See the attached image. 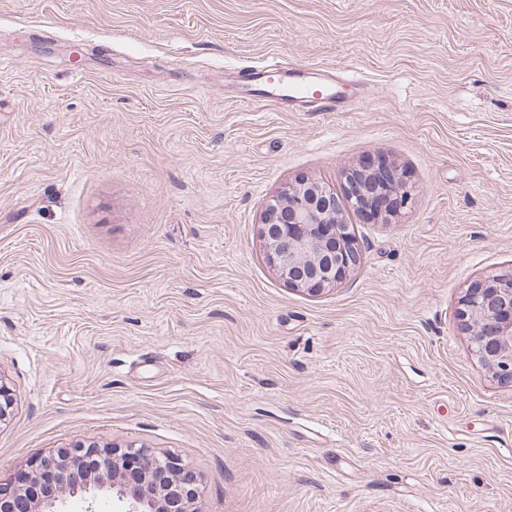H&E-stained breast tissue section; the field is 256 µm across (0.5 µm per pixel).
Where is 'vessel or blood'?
I'll return each mask as SVG.
<instances>
[{"label":"vessel or blood","instance_id":"vessel-or-blood-1","mask_svg":"<svg viewBox=\"0 0 512 512\" xmlns=\"http://www.w3.org/2000/svg\"><path fill=\"white\" fill-rule=\"evenodd\" d=\"M289 71V65L274 60L250 68L242 73L243 89L240 94L232 96V103L278 111L289 105L303 106L315 102L320 111H335V85H317L303 77L290 76Z\"/></svg>","mask_w":512,"mask_h":512}]
</instances>
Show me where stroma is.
Returning <instances> with one entry per match:
<instances>
[{
  "instance_id": "35a3bbf8",
  "label": "stroma",
  "mask_w": 512,
  "mask_h": 512,
  "mask_svg": "<svg viewBox=\"0 0 512 512\" xmlns=\"http://www.w3.org/2000/svg\"><path fill=\"white\" fill-rule=\"evenodd\" d=\"M272 54L347 104H225ZM0 56V481L145 448L201 512H512V386L459 319L512 270V0H0ZM368 157L410 207L289 287L270 196Z\"/></svg>"
}]
</instances>
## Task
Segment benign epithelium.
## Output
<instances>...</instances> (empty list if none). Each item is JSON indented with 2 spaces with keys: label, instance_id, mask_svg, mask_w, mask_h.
<instances>
[{
  "label": "benign epithelium",
  "instance_id": "7a95c632",
  "mask_svg": "<svg viewBox=\"0 0 512 512\" xmlns=\"http://www.w3.org/2000/svg\"><path fill=\"white\" fill-rule=\"evenodd\" d=\"M398 166L370 158L345 175L344 194L314 180L282 187L261 219L260 241L269 266L288 286L319 295L342 283L360 264L362 252L344 218L345 210L386 222L398 217L410 196ZM460 319L471 350L500 380L512 383V272L471 283L461 300ZM142 477L124 478L126 453L93 446L64 450L40 459L36 468L11 484L0 485V512H60L63 498L114 496L126 512H201L195 478L178 458L136 449ZM97 467L73 476L83 458Z\"/></svg>",
  "mask_w": 512,
  "mask_h": 512
}]
</instances>
